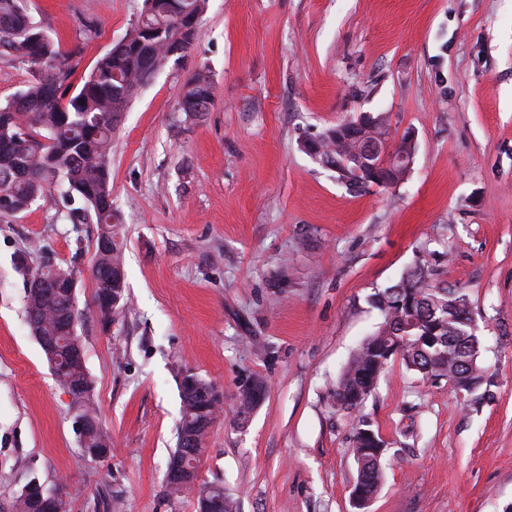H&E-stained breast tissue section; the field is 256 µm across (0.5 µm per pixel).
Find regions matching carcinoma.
Instances as JSON below:
<instances>
[{
    "label": "carcinoma",
    "instance_id": "carcinoma-1",
    "mask_svg": "<svg viewBox=\"0 0 512 512\" xmlns=\"http://www.w3.org/2000/svg\"><path fill=\"white\" fill-rule=\"evenodd\" d=\"M205 2L144 0L133 27L75 84L72 56L32 19L22 0H0V59L26 64L31 74L23 89L0 104V223L16 218L52 187L58 190L71 223L98 225L92 278L98 320L105 332L127 305L123 238L112 207V133L138 91L171 58L183 57L199 40ZM213 102V85L208 75L198 72L186 84L179 105L196 116L209 111ZM313 142V159L335 172L347 190L357 193L370 187L351 166L341 168L357 149L356 141L333 127ZM432 259L433 253L425 252L397 284L376 295L374 305L383 322L363 341L336 384L338 402L355 390L362 393L360 402L349 409H358L369 396L363 390V377L385 366L381 348L394 338L402 346L406 368L426 378L446 376L462 361L485 376L478 335L464 322L468 295L445 283L433 284L437 270ZM71 275V270L49 263L31 272L51 286L27 291L28 326L32 336H41L51 345L45 357L82 419L84 452L103 457L110 452L111 441L100 425L80 337L69 331L79 315ZM177 378L182 400L177 434H195L203 441L223 395L214 393L209 382L187 367L177 368ZM353 453L361 457L356 482L365 493L376 494L383 477L382 461L363 452L359 430ZM172 469L181 470L184 481L166 482L168 497L178 498L189 489L196 495L198 512H236L234 501L221 499L224 486L197 482L196 468L177 447L167 464V470ZM0 512H65V503L58 485L48 486L34 476L0 504Z\"/></svg>",
    "mask_w": 512,
    "mask_h": 512
}]
</instances>
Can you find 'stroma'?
<instances>
[{
	"instance_id": "1",
	"label": "stroma",
	"mask_w": 512,
	"mask_h": 512,
	"mask_svg": "<svg viewBox=\"0 0 512 512\" xmlns=\"http://www.w3.org/2000/svg\"><path fill=\"white\" fill-rule=\"evenodd\" d=\"M89 72L143 0H24ZM200 39L131 101L113 135L128 309L103 332L97 227L56 192L0 224V501L30 476L66 512H196L163 496L177 365L224 393L198 465L238 512H354L356 430L386 444L370 512L512 506V0H207ZM209 112L179 102L197 72ZM383 112L416 136L404 180L351 193L304 138ZM74 271L86 366L112 441L84 453L69 395L26 324L15 268ZM469 295L486 382L461 394L392 357L355 412L336 381L382 317L373 296L423 250ZM266 386L245 421L240 386Z\"/></svg>"
}]
</instances>
